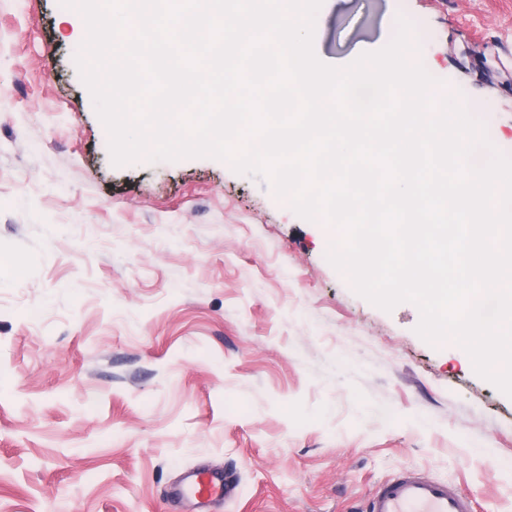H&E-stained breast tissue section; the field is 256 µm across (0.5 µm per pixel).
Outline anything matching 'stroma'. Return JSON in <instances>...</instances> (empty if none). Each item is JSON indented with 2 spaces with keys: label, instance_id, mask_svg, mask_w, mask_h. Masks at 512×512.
I'll return each instance as SVG.
<instances>
[{
  "label": "stroma",
  "instance_id": "35a3bbf8",
  "mask_svg": "<svg viewBox=\"0 0 512 512\" xmlns=\"http://www.w3.org/2000/svg\"><path fill=\"white\" fill-rule=\"evenodd\" d=\"M59 0H0V512H364L411 469L512 512V397L384 311L319 222L210 157L113 165ZM414 36L441 96L512 156V0H323L344 67ZM234 478L224 472L186 471L183 483L174 490V495L193 499L205 506L220 502L234 489Z\"/></svg>",
  "mask_w": 512,
  "mask_h": 512
}]
</instances>
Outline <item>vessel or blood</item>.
<instances>
[{
  "label": "vessel or blood",
  "mask_w": 512,
  "mask_h": 512,
  "mask_svg": "<svg viewBox=\"0 0 512 512\" xmlns=\"http://www.w3.org/2000/svg\"><path fill=\"white\" fill-rule=\"evenodd\" d=\"M231 474L186 472L175 494L206 505L220 502L234 489ZM367 512H473L471 498L441 482L404 471L383 483L367 504Z\"/></svg>",
  "instance_id": "1"
}]
</instances>
